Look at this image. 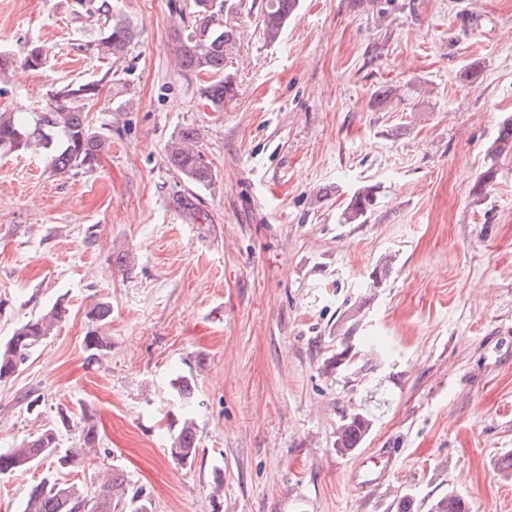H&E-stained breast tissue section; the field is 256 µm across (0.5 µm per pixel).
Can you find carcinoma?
<instances>
[{
  "label": "carcinoma",
  "instance_id": "1",
  "mask_svg": "<svg viewBox=\"0 0 512 512\" xmlns=\"http://www.w3.org/2000/svg\"><path fill=\"white\" fill-rule=\"evenodd\" d=\"M299 0H263V36L274 43L279 40L288 19L295 13ZM235 0H192L187 35L180 46L178 66L181 71L195 76L212 74L216 79L202 89L207 104L220 110L224 100L233 97L234 88L225 67L234 52L236 40L233 29L224 25V18L234 12ZM93 12L102 19L94 40L97 53L104 59L123 58L138 33L133 23L114 10L112 0H97ZM48 50L36 45L24 58V65L39 68L45 64ZM102 81L61 85L54 93V103L43 112H0V154L29 150L43 153L51 172L67 173L77 169H92L109 150L108 136L93 129L83 112V101L98 94ZM512 149V121L504 123L499 131L497 145L492 152ZM167 161L185 179L196 186H207L213 180L194 129L179 132L167 145ZM376 204L372 186L356 191L344 212L347 224L367 223ZM67 308L58 303L28 319L14 330L8 341L0 345V380L13 374L20 365L54 334L65 319ZM85 317L91 328L84 336L87 360L97 362L108 347L104 329L111 323L112 305L95 300L86 309ZM176 396L182 411L180 428L172 437L169 453L173 460L185 465L196 456L195 423L192 379L180 376L174 382ZM371 421L364 415L352 414L344 420L336 433V452L349 454L357 449L368 434ZM97 427L92 417H84L81 430L83 448L77 452L60 454L59 431L46 427L16 447L0 451V475H12L49 457H58L61 466L73 465L77 457L95 449ZM96 512H149L139 491L131 490L123 480L107 476L97 488L90 491L83 486L46 478L30 488L22 512H84L89 503ZM428 512H467L462 497L450 492L428 506Z\"/></svg>",
  "mask_w": 512,
  "mask_h": 512
}]
</instances>
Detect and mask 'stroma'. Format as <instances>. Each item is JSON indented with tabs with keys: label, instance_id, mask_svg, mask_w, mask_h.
Listing matches in <instances>:
<instances>
[{
	"label": "stroma",
	"instance_id": "35a3bbf8",
	"mask_svg": "<svg viewBox=\"0 0 512 512\" xmlns=\"http://www.w3.org/2000/svg\"><path fill=\"white\" fill-rule=\"evenodd\" d=\"M117 2L140 37L111 65L81 0H0L1 111L113 73L85 105L111 141L99 166L0 155V344L68 310L0 381V451L62 412V449L80 447L84 415L99 434L74 466L0 476V512L53 472L90 488L122 476L150 512H427L451 491L468 512H512V152L490 151L512 120V0H300L273 44L262 0H243L220 111L209 76L176 65L191 0ZM35 44L45 66L20 68ZM185 128L209 186L167 162ZM365 185L372 218L344 223ZM99 298L110 346L90 365ZM180 375L195 385L186 465L168 451ZM355 412L371 428L337 453ZM85 317L91 328L84 336V346L89 362H98L108 347L104 329L111 323L112 305L105 300H95L86 309Z\"/></svg>",
	"mask_w": 512,
	"mask_h": 512
}]
</instances>
